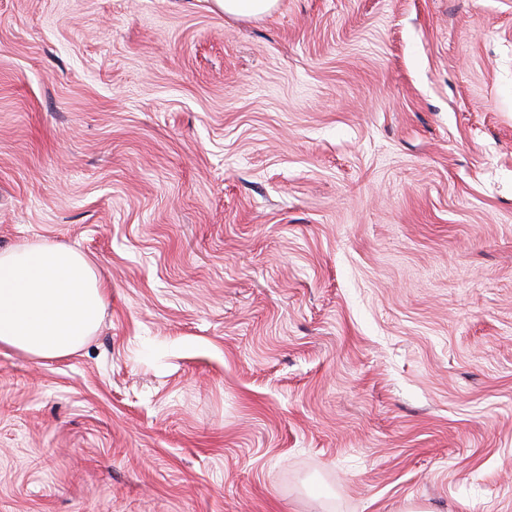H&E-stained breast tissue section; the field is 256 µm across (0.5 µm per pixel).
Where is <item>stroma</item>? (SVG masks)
Masks as SVG:
<instances>
[{
  "instance_id": "1",
  "label": "stroma",
  "mask_w": 512,
  "mask_h": 512,
  "mask_svg": "<svg viewBox=\"0 0 512 512\" xmlns=\"http://www.w3.org/2000/svg\"><path fill=\"white\" fill-rule=\"evenodd\" d=\"M24 241L108 292L0 512H512V0H0ZM278 0H214L224 15L235 18H259L271 13Z\"/></svg>"
}]
</instances>
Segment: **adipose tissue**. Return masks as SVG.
<instances>
[{"label": "adipose tissue", "instance_id": "ef3b65f1", "mask_svg": "<svg viewBox=\"0 0 512 512\" xmlns=\"http://www.w3.org/2000/svg\"><path fill=\"white\" fill-rule=\"evenodd\" d=\"M104 284L78 251L23 242L0 250V347L59 358L97 328Z\"/></svg>", "mask_w": 512, "mask_h": 512}]
</instances>
